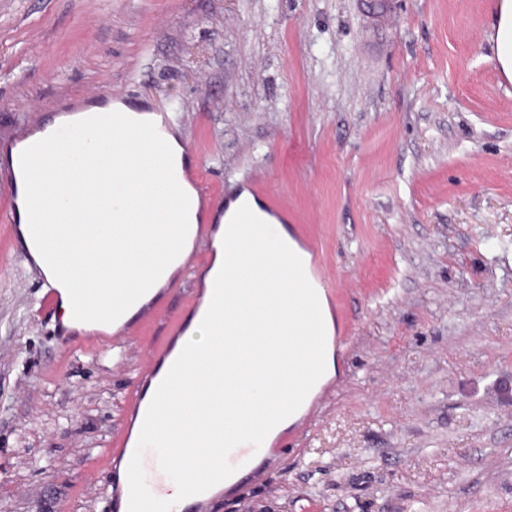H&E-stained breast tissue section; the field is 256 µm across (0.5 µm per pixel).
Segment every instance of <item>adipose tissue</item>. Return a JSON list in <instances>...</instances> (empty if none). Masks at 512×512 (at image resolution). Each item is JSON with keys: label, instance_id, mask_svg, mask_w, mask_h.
Segmentation results:
<instances>
[{"label": "adipose tissue", "instance_id": "obj_1", "mask_svg": "<svg viewBox=\"0 0 512 512\" xmlns=\"http://www.w3.org/2000/svg\"><path fill=\"white\" fill-rule=\"evenodd\" d=\"M492 61L512 79V0L494 14ZM62 144L32 135L39 150L19 181L20 241L59 290L64 324L80 332L112 333L156 300L194 250L204 207L184 176L183 147L145 114L138 126L104 137L81 128ZM274 217L257 201L241 212L231 201L217 227L208 278H223L229 315L211 329L194 328L177 342L195 357L178 373L162 366L165 391L153 393L157 428L135 419L132 432L176 465L152 512H184L189 485L203 475L219 481L227 442L267 444L297 422L337 372L330 339L333 314L313 279L294 276L306 253L286 230L270 236ZM310 337L317 362L308 384L292 354L297 336ZM235 359H228L229 351Z\"/></svg>", "mask_w": 512, "mask_h": 512}]
</instances>
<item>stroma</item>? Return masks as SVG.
Returning <instances> with one entry per match:
<instances>
[{
  "instance_id": "1",
  "label": "stroma",
  "mask_w": 512,
  "mask_h": 512,
  "mask_svg": "<svg viewBox=\"0 0 512 512\" xmlns=\"http://www.w3.org/2000/svg\"><path fill=\"white\" fill-rule=\"evenodd\" d=\"M0 0V139L118 88L212 191L285 215L335 314L337 377L200 512H512V81L498 0ZM0 185V512H116L147 352L193 311L71 336ZM492 57H488L508 78L512 79V1L501 0L494 13Z\"/></svg>"
}]
</instances>
